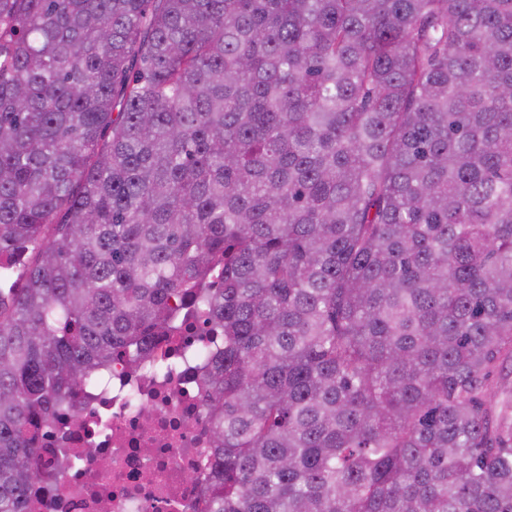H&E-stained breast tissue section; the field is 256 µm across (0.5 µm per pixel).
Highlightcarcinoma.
Listing matches in <instances>:
<instances>
[{
	"instance_id": "cac0c4a2",
	"label": "carcinoma",
	"mask_w": 512,
	"mask_h": 512,
	"mask_svg": "<svg viewBox=\"0 0 512 512\" xmlns=\"http://www.w3.org/2000/svg\"><path fill=\"white\" fill-rule=\"evenodd\" d=\"M0 512L112 357L224 329L203 512H512V0H0Z\"/></svg>"
}]
</instances>
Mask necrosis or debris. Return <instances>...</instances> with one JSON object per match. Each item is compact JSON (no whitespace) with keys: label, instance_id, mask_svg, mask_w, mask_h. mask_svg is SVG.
Wrapping results in <instances>:
<instances>
[{"label":"necrosis or debris","instance_id":"obj_1","mask_svg":"<svg viewBox=\"0 0 512 512\" xmlns=\"http://www.w3.org/2000/svg\"><path fill=\"white\" fill-rule=\"evenodd\" d=\"M153 356L125 359L63 411L33 469L41 512H201L211 424L205 375L224 338L194 309L173 336L152 338Z\"/></svg>","mask_w":512,"mask_h":512}]
</instances>
